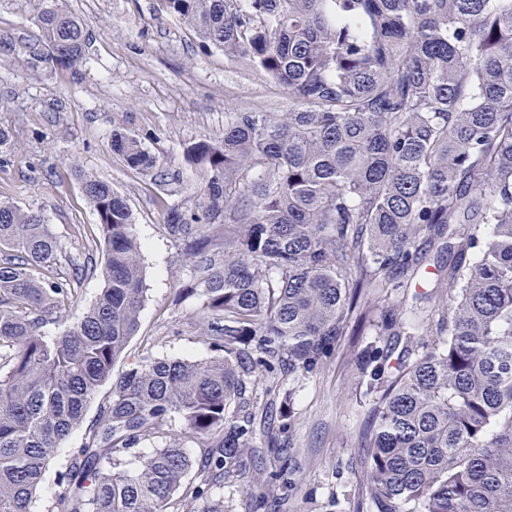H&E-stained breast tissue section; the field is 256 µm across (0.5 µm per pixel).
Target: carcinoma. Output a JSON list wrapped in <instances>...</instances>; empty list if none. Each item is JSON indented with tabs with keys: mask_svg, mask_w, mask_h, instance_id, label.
I'll return each mask as SVG.
<instances>
[{
	"mask_svg": "<svg viewBox=\"0 0 512 512\" xmlns=\"http://www.w3.org/2000/svg\"><path fill=\"white\" fill-rule=\"evenodd\" d=\"M161 3L290 100L232 112L220 144L185 150L202 171L197 203L170 209L165 228L194 263L176 297L201 298L214 355L142 356L114 376L139 328L141 244L126 201L87 175L104 287L44 335L79 289L53 275L60 243L43 213L0 200V512H31L107 384L52 512H224L211 488L255 452V374L288 370L293 397L357 318L369 322L357 370L371 512H512V0ZM36 25L58 65L83 64L84 22L45 0ZM28 49L0 33V67ZM112 150L165 175L132 134ZM429 252L450 261L411 297ZM368 288L383 289L377 314L361 308ZM390 336L404 340L395 358ZM175 419L183 436L120 470ZM110 393V386L105 385L100 389L95 402L86 409L84 428L74 431L67 437L58 448L55 458L49 464L36 500L31 505V512H50L52 503L59 495L61 489L57 484V472L64 466L75 448L83 443L85 438V427L91 424L97 417L98 403L105 399Z\"/></svg>",
	"mask_w": 512,
	"mask_h": 512,
	"instance_id": "cac0c4a2",
	"label": "carcinoma"
}]
</instances>
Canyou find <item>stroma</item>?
<instances>
[{
	"instance_id": "35a3bbf8",
	"label": "stroma",
	"mask_w": 512,
	"mask_h": 512,
	"mask_svg": "<svg viewBox=\"0 0 512 512\" xmlns=\"http://www.w3.org/2000/svg\"><path fill=\"white\" fill-rule=\"evenodd\" d=\"M89 26L87 61L62 70L44 57L23 55L0 68V124L11 127V147L0 151V197L43 212L62 247L56 275L79 283L89 305L103 282V243L80 177L111 183L130 206L145 270V302L129 356L201 360L212 352L195 330L197 298L174 303L191 276L192 262L166 229L167 209L194 204L201 175L184 159L200 140L220 141L228 113L283 112L287 91L274 80L218 50L203 49L194 33L161 13L158 0H60ZM43 0H0V32L33 39ZM121 127L168 160L177 179L157 183L126 167L112 152ZM348 335L313 375L300 381L289 432L278 440L280 459L267 449L257 425L258 458H244L229 479L213 486L224 512H369L358 430L364 417L356 386L354 348ZM76 430L49 464L31 512H49L60 493L56 475L84 441ZM287 484L273 481L280 466Z\"/></svg>"
}]
</instances>
